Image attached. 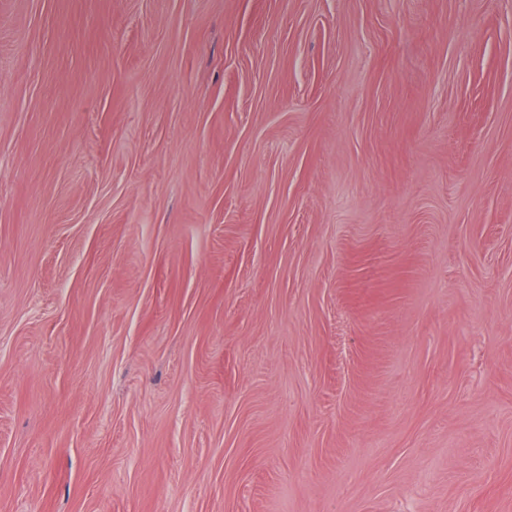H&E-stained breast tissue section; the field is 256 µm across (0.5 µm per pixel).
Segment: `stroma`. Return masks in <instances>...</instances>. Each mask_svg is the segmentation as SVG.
Segmentation results:
<instances>
[{
  "instance_id": "1",
  "label": "stroma",
  "mask_w": 512,
  "mask_h": 512,
  "mask_svg": "<svg viewBox=\"0 0 512 512\" xmlns=\"http://www.w3.org/2000/svg\"><path fill=\"white\" fill-rule=\"evenodd\" d=\"M0 512H512V0H0Z\"/></svg>"
}]
</instances>
